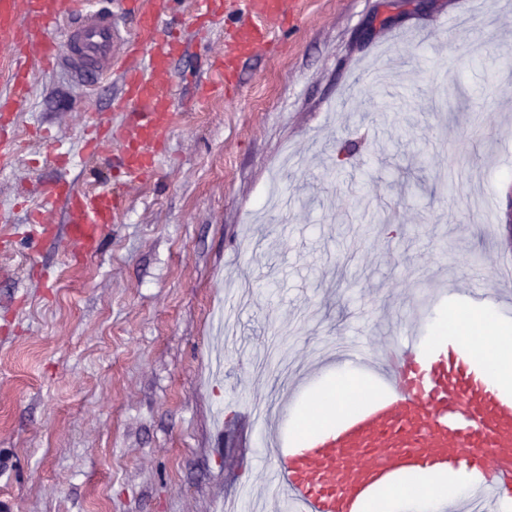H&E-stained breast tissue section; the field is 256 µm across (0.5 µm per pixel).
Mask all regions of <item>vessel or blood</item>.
Masks as SVG:
<instances>
[{"mask_svg": "<svg viewBox=\"0 0 512 512\" xmlns=\"http://www.w3.org/2000/svg\"><path fill=\"white\" fill-rule=\"evenodd\" d=\"M134 0H108L94 8L88 0H0V44L14 48L7 92L0 93V165L16 153V117L26 104L36 73L66 71L85 88L94 87L113 66H120L122 94L116 112L140 116L128 135L111 120L98 118L83 140L84 153H102L108 144L125 139V176L142 178L155 167L169 133L172 100L165 80L173 59L188 55L190 32H169L170 0H144L137 11L136 38L121 23ZM244 10L225 11L224 0H194L195 24L236 32L238 54L263 44L265 19L287 16L289 0H244ZM69 17L65 43L49 38L60 17ZM232 71L230 59H217L202 85L199 104L224 89ZM66 210V253L81 261L97 253L102 237L122 214L111 191L89 192L69 183L44 187L32 221L44 237L56 234L51 215ZM342 362L381 386L382 397L306 443L289 444L283 432L257 425V444L269 449L273 463L264 483L283 497L288 512H358V503L373 485L402 467L427 475L465 468L491 472L466 490L469 503L494 496L495 485H512V397L487 384L470 364L454 363L446 349L429 342L423 328L384 351L354 342Z\"/></svg>", "mask_w": 512, "mask_h": 512, "instance_id": "vessel-or-blood-1", "label": "vessel or blood"}]
</instances>
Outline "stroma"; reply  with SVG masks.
I'll return each instance as SVG.
<instances>
[{
    "instance_id": "35a3bbf8",
    "label": "stroma",
    "mask_w": 512,
    "mask_h": 512,
    "mask_svg": "<svg viewBox=\"0 0 512 512\" xmlns=\"http://www.w3.org/2000/svg\"><path fill=\"white\" fill-rule=\"evenodd\" d=\"M402 2L295 0L204 110L222 37L199 32L160 161L126 185L81 155L99 116L136 124L119 76H36L0 168V512H225L262 485L226 405L266 412L343 341L431 328L425 304L512 263V0L379 25ZM51 180L124 194L94 257L28 233L19 201Z\"/></svg>"
}]
</instances>
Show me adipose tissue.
Wrapping results in <instances>:
<instances>
[{
    "instance_id": "1",
    "label": "adipose tissue",
    "mask_w": 512,
    "mask_h": 512,
    "mask_svg": "<svg viewBox=\"0 0 512 512\" xmlns=\"http://www.w3.org/2000/svg\"><path fill=\"white\" fill-rule=\"evenodd\" d=\"M435 334L439 337L452 334L462 342L475 345L477 359L486 369L489 383L502 393H512V328L497 322L492 305L445 313L436 323ZM353 380L350 372H342L335 382L312 396L309 408L296 423V438L324 427L361 399L362 392ZM471 477L470 471L460 469L430 481L416 472L374 494L363 512H409L413 504L419 512H435L441 501L460 495Z\"/></svg>"
}]
</instances>
